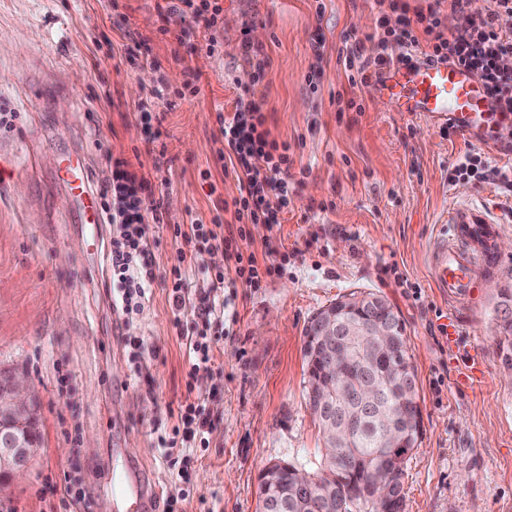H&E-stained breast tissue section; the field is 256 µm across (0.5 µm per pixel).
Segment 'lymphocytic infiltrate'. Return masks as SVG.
Wrapping results in <instances>:
<instances>
[{
	"label": "lymphocytic infiltrate",
	"instance_id": "obj_1",
	"mask_svg": "<svg viewBox=\"0 0 512 512\" xmlns=\"http://www.w3.org/2000/svg\"><path fill=\"white\" fill-rule=\"evenodd\" d=\"M473 0H450L452 14L457 15L455 33L445 35L439 4L427 10H416L414 16H402V28L393 35L380 38L381 51L374 59L349 57L348 68L355 74L349 77L351 86L370 85L374 74L385 66L404 61L406 48L417 46L415 28H422L431 41L425 57L429 60L450 61L475 73L501 108L512 113V71L502 68L503 58L512 56V0H498V10L483 14L472 7ZM165 21L184 20L193 16L205 29L223 25V8L218 0H164L159 9ZM243 52L253 60L252 81L239 93L233 116L218 117L219 137L224 144L237 182L238 195L233 201L235 234H225L221 222L193 224L189 228L174 226L172 236L180 240L177 265L171 273L169 299L175 312L192 311L195 324L183 333L188 360L187 391H194L200 375L213 372L216 364L214 348L207 330L215 322H236L237 313L224 298V274L212 271L202 255L210 249L224 252L231 262L237 280L250 288L260 287L272 265H260L255 254H243L237 239L248 236L251 224H275L288 207L290 157L288 145L271 139L264 114L265 99L258 88L265 75L266 59L260 49L244 44ZM112 178L101 190L106 204L104 211L112 226L110 260L112 274L120 288L114 305L123 315L143 311L147 294L154 280L149 260V237L144 223L146 212H157L158 206L148 195L149 180L132 172L127 161H111ZM457 179H479L512 189V168L494 167L479 152L464 155L454 167ZM211 280L208 296L192 304L189 284L193 277ZM177 423L183 428L182 437L159 436L158 449L166 464L174 460H190L197 454L198 442L206 441L212 421L203 402L184 400L177 406Z\"/></svg>",
	"mask_w": 512,
	"mask_h": 512
}]
</instances>
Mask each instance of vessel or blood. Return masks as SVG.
Returning a JSON list of instances; mask_svg holds the SVG:
<instances>
[{
	"instance_id": "vessel-or-blood-1",
	"label": "vessel or blood",
	"mask_w": 512,
	"mask_h": 512,
	"mask_svg": "<svg viewBox=\"0 0 512 512\" xmlns=\"http://www.w3.org/2000/svg\"><path fill=\"white\" fill-rule=\"evenodd\" d=\"M376 96L398 112H420L432 122L475 139L489 140L493 132L512 125V113L503 111L496 98L469 70L450 62L409 60L378 71L373 83ZM63 186L76 199L80 222L92 230L104 216L85 159L66 157ZM450 233L429 245L428 258L438 288L448 301L458 304L471 299L496 257L488 247V217L468 204L455 205L448 214ZM118 508L133 512H156L148 474L126 466L117 483Z\"/></svg>"
}]
</instances>
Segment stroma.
<instances>
[{
	"label": "stroma",
	"mask_w": 512,
	"mask_h": 512,
	"mask_svg": "<svg viewBox=\"0 0 512 512\" xmlns=\"http://www.w3.org/2000/svg\"><path fill=\"white\" fill-rule=\"evenodd\" d=\"M158 2L0 0V165L10 172L0 183V366L35 385L43 436L28 475L0 487V512H48L63 485L93 512H114L113 479L129 459L155 469L158 500L174 492L156 449L157 426L186 396L168 302L171 228L234 221L217 117L250 82L247 43L267 59L259 91L272 139L290 147L292 190L281 223L252 225L240 244L276 271L258 289L225 283L238 322L232 335L208 332L221 369L195 392L214 426L186 464L185 512H259L270 463H317L324 433L304 389L303 330L353 291L383 297L405 322L422 437L405 465L404 512H512V366L497 341L512 295V195L453 178L474 149L512 165V129L475 141L350 87V51L376 56L396 27L386 2L220 0L223 27L185 22L181 43L163 34ZM75 148L94 186L112 177L107 157L122 158L161 203L148 225L152 296L126 319L112 309L107 245H94L54 179ZM462 202L497 227L496 266L458 307L452 349L427 251Z\"/></svg>",
	"instance_id": "stroma-1"
}]
</instances>
